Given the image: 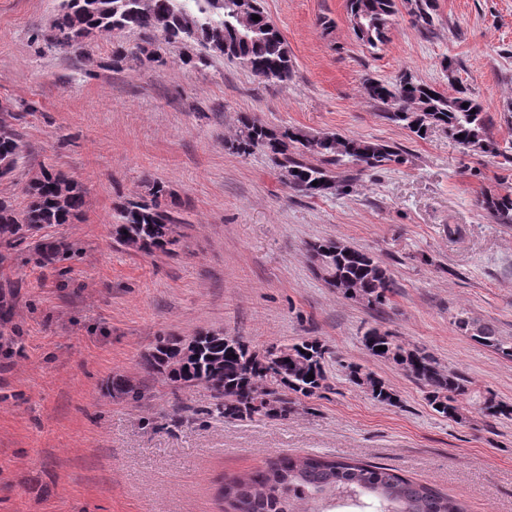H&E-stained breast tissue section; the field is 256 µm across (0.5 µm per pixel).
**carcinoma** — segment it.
I'll list each match as a JSON object with an SVG mask.
<instances>
[{
    "instance_id": "carcinoma-1",
    "label": "carcinoma",
    "mask_w": 512,
    "mask_h": 512,
    "mask_svg": "<svg viewBox=\"0 0 512 512\" xmlns=\"http://www.w3.org/2000/svg\"><path fill=\"white\" fill-rule=\"evenodd\" d=\"M226 0H61L51 24L50 45L79 54L96 38L112 39V33L137 30L142 43L112 50L114 64L126 60L144 65L166 64L167 47L194 43L200 52L183 59L198 70L207 68L214 56L225 57L247 68L263 82L291 79L292 58L288 43L266 15L261 0H252V13L260 20L241 38V25ZM412 22L422 29L434 26L435 0H407ZM349 20L361 18L363 26L352 27L355 37L369 50L384 44L396 0H348ZM367 96L384 108L382 117L418 137L432 126H442L465 149L491 157L509 159L492 132L493 120L471 90L459 85L445 94L407 73L393 82L368 80ZM231 148L247 156L261 147L280 169L284 184L295 193L315 197L347 191L348 172L403 164V150L394 145L335 133L312 135L292 126L271 128L243 115ZM25 144L12 124L0 120V181H14ZM317 185H312V182ZM26 204L18 207L10 196H0V265L13 251L29 250L34 263L56 267L71 258L61 239L39 238L37 233L53 224H72L87 205V192L77 181L46 166L22 188ZM167 186L149 185L148 196L127 199L115 208L112 240L127 249L151 254L168 251L178 243L184 224L180 213L165 203ZM476 204L498 224L512 226V194L486 193ZM312 260L320 261L322 280L343 297L373 308L384 305L396 288L388 270L370 253L337 240L309 244ZM21 285L0 286V334L15 332L20 315L17 298ZM459 330L504 358L512 359V341L498 336L489 323L468 317L456 320ZM365 349L387 359L426 390L431 409L441 417L462 421L470 412L467 400L471 381L445 370L424 350L409 349L396 336L377 328L362 336ZM386 350L380 351L378 347ZM327 349L317 340L271 343L253 349L240 336L201 331L189 339L165 336L143 359L141 369L179 390L194 385L209 388L217 399L211 413L226 422L253 419H285L294 411L288 395L309 397L326 388ZM349 380L369 392L381 404L395 405L397 395L385 381L359 365L347 366ZM314 378H308V374ZM112 391L141 398L131 380L114 375ZM480 411L487 417H512V407L485 397ZM228 512H302L313 503L318 512L338 501H363L377 512H467L458 499L432 486L413 481L395 469L355 459L321 455L279 456L245 477H226L218 490Z\"/></svg>"
}]
</instances>
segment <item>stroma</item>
<instances>
[{
	"instance_id": "1",
	"label": "stroma",
	"mask_w": 512,
	"mask_h": 512,
	"mask_svg": "<svg viewBox=\"0 0 512 512\" xmlns=\"http://www.w3.org/2000/svg\"><path fill=\"white\" fill-rule=\"evenodd\" d=\"M61 0H0V104L18 114L28 150L17 183L48 166L87 191L79 222L44 228L79 248L66 276L23 256L0 266L21 285L19 332L0 349V512H221L216 488L279 455L379 463L463 500L468 512H512V418L472 410L457 423L423 388L373 356L371 327L434 355L486 395L512 404V360L455 325L465 316L512 339V227L477 204L512 193V163L463 149L437 126L424 136L380 116L366 80L407 72L451 92L466 84L512 144V0H437L431 30L399 5L377 51L356 40L346 0H262L292 52V78L258 82L224 58L198 71L169 46L165 65L112 62L134 31L92 42L89 56L47 47ZM452 71H445V60ZM312 134L402 148L407 161L354 174L348 193L296 194L260 149L230 143L240 115ZM168 186L185 220L179 243L150 255L112 241L115 203ZM337 239L371 253L396 282L383 308L343 298L313 271L309 243ZM255 349L316 339L327 387L285 419L209 415L203 385L173 391L141 369L158 338L200 331ZM361 365L397 394L381 404L350 383ZM127 375L142 398L107 387Z\"/></svg>"
}]
</instances>
